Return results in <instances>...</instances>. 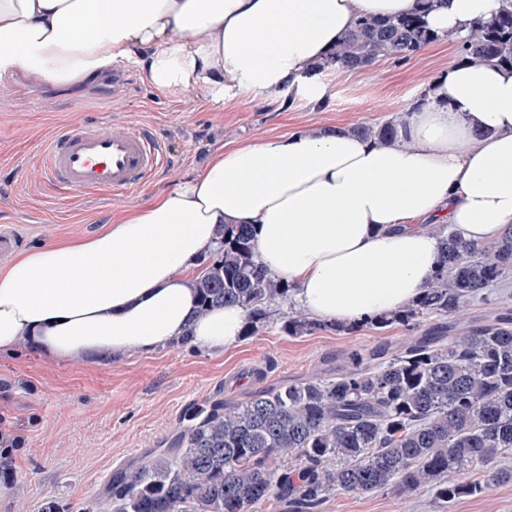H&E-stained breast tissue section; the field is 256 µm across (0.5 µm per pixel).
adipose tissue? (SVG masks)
<instances>
[{
	"mask_svg": "<svg viewBox=\"0 0 512 512\" xmlns=\"http://www.w3.org/2000/svg\"><path fill=\"white\" fill-rule=\"evenodd\" d=\"M416 0H0V73L56 84L138 58L162 90L198 84L214 102L302 85L363 15L402 16ZM499 0H443L426 17L467 33ZM448 225L484 244L512 229V68L469 59L432 82L398 137L339 127L225 148L188 182L89 237L50 242L0 267V351L29 343L49 360L143 354L182 338L235 346L236 304L196 316L201 255L223 224L251 225L260 259L321 321L360 322L426 288Z\"/></svg>",
	"mask_w": 512,
	"mask_h": 512,
	"instance_id": "1",
	"label": "adipose tissue"
}]
</instances>
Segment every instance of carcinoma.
Segmentation results:
<instances>
[{"mask_svg":"<svg viewBox=\"0 0 512 512\" xmlns=\"http://www.w3.org/2000/svg\"><path fill=\"white\" fill-rule=\"evenodd\" d=\"M437 0L399 17L363 16L316 73L362 69L381 58L407 59L441 40L424 16ZM458 63L475 57L512 67V0L456 34ZM404 116L359 124L355 135L391 141ZM441 255L427 288L386 316L319 323L301 312L280 316L290 336L318 330L415 328L437 315L461 316L467 302L512 271V234L490 244L438 230ZM203 315L227 303L247 311L244 334L291 300L293 285L262 264L248 226L226 224L219 246L203 258L195 281ZM512 453V308L458 330L444 341L433 327L398 351L351 352L335 378L309 379L215 400L188 415L164 448L135 466L112 471L96 512H319L335 492L372 493L395 486L427 488L444 503L512 482L495 460ZM291 461L281 468L280 461ZM336 461L330 467L327 462ZM480 467L482 481L463 475Z\"/></svg>","mask_w":512,"mask_h":512,"instance_id":"1","label":"carcinoma"}]
</instances>
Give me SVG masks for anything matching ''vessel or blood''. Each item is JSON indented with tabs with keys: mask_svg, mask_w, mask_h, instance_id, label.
Returning <instances> with one entry per match:
<instances>
[{
	"mask_svg": "<svg viewBox=\"0 0 512 512\" xmlns=\"http://www.w3.org/2000/svg\"><path fill=\"white\" fill-rule=\"evenodd\" d=\"M164 155V143L150 129L77 121L57 129L40 168L46 181L68 192L119 196L146 184Z\"/></svg>",
	"mask_w": 512,
	"mask_h": 512,
	"instance_id": "vessel-or-blood-1",
	"label": "vessel or blood"
}]
</instances>
